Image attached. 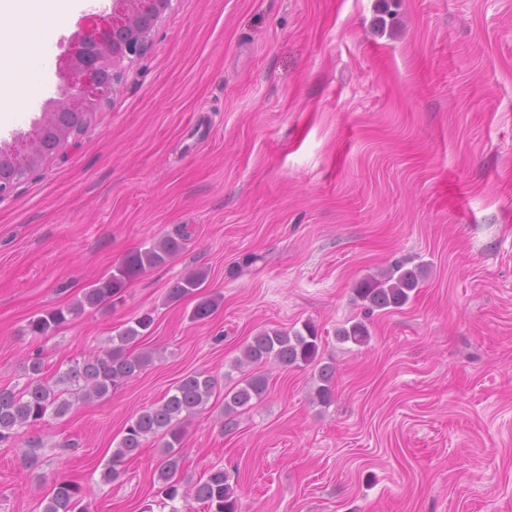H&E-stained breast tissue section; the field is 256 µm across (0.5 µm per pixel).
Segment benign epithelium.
I'll use <instances>...</instances> for the list:
<instances>
[{
    "mask_svg": "<svg viewBox=\"0 0 512 512\" xmlns=\"http://www.w3.org/2000/svg\"><path fill=\"white\" fill-rule=\"evenodd\" d=\"M174 0H110V4L88 14L68 38L67 49L59 58L62 79L59 96L48 101L45 114L82 112L96 116L107 105L124 81L127 66L141 57L152 44L155 32L172 9ZM72 143V136H60L48 154L39 141L19 138L0 146V162L11 158L15 179L23 181Z\"/></svg>",
    "mask_w": 512,
    "mask_h": 512,
    "instance_id": "benign-epithelium-1",
    "label": "benign epithelium"
}]
</instances>
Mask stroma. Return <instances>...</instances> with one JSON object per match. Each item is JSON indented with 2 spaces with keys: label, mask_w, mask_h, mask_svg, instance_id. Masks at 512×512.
<instances>
[{
  "label": "stroma",
  "mask_w": 512,
  "mask_h": 512,
  "mask_svg": "<svg viewBox=\"0 0 512 512\" xmlns=\"http://www.w3.org/2000/svg\"><path fill=\"white\" fill-rule=\"evenodd\" d=\"M101 6H0L46 32L1 140L58 95L56 62ZM178 232L183 249L114 302L27 333ZM396 261L423 268L411 300H359ZM196 268L203 288L169 300ZM207 298L217 309L193 319ZM147 311L133 348L155 359L138 377L47 418L35 469L24 439L0 444V512H41L58 478L92 512H167L157 440L116 482L101 471L129 418L194 372L220 388L184 424V471H236L243 512H512V0H175L111 104L0 201V386L34 354L53 372L109 347ZM307 322L333 403H312L313 368L268 363L264 399L224 431L244 344ZM357 322L368 342L339 341Z\"/></svg>",
  "instance_id": "obj_1"
}]
</instances>
